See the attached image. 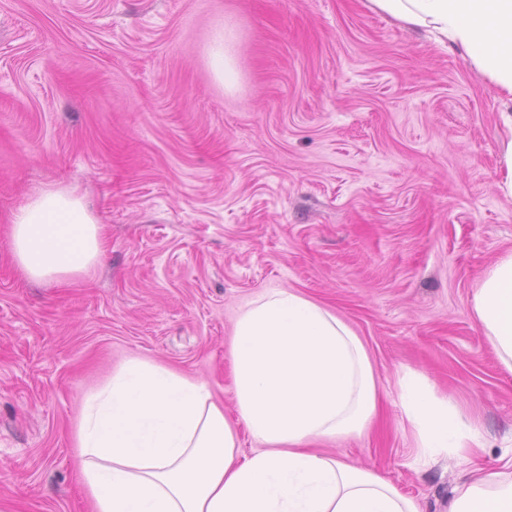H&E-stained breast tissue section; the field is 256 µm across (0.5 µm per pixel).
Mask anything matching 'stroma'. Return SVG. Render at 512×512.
Returning <instances> with one entry per match:
<instances>
[{"label":"stroma","instance_id":"stroma-1","mask_svg":"<svg viewBox=\"0 0 512 512\" xmlns=\"http://www.w3.org/2000/svg\"><path fill=\"white\" fill-rule=\"evenodd\" d=\"M502 107L463 50L369 0H0V512H90L78 407L124 359L204 380L234 415L235 319L271 289L344 319L378 376L371 429L320 449L422 512L512 464V373L470 309L512 252ZM58 186L107 253L89 278L33 283L4 228ZM406 373L488 448L414 466Z\"/></svg>","mask_w":512,"mask_h":512}]
</instances>
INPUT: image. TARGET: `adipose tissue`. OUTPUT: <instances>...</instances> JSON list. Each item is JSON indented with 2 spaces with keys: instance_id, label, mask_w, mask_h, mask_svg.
<instances>
[{
  "instance_id": "ef3b65f1",
  "label": "adipose tissue",
  "mask_w": 512,
  "mask_h": 512,
  "mask_svg": "<svg viewBox=\"0 0 512 512\" xmlns=\"http://www.w3.org/2000/svg\"><path fill=\"white\" fill-rule=\"evenodd\" d=\"M401 23L460 47L509 106L499 189L512 198V0H370ZM8 244L35 282L90 276L104 227L76 189H45L9 218ZM471 312L512 372V253L476 284ZM236 417L203 381L131 358L87 391L74 435L92 512H422L380 474L310 450L363 433L378 413V379L362 339L337 314L287 289L238 316L230 349ZM398 387L422 465L482 448V429L420 375ZM259 446L241 455L236 425ZM448 512H512V469L457 487Z\"/></svg>"
}]
</instances>
